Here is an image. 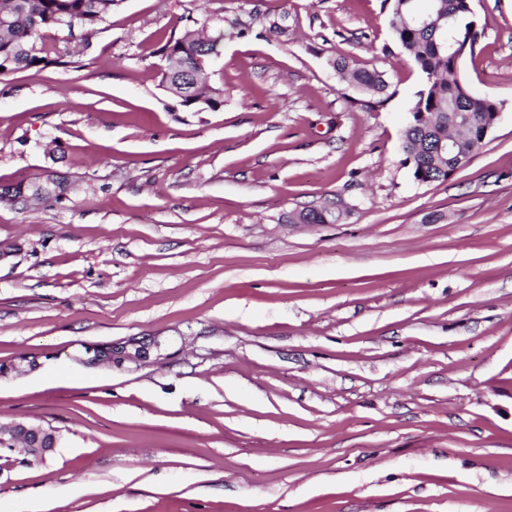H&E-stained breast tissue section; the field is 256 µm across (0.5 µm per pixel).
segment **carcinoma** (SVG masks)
I'll return each instance as SVG.
<instances>
[{
  "label": "carcinoma",
  "mask_w": 512,
  "mask_h": 512,
  "mask_svg": "<svg viewBox=\"0 0 512 512\" xmlns=\"http://www.w3.org/2000/svg\"><path fill=\"white\" fill-rule=\"evenodd\" d=\"M120 0H0V77L18 70L48 63L37 39L42 30L66 26L90 36L112 14ZM389 7V25L400 47L412 58L423 75L422 88L410 107L413 121L402 131L404 164L411 166L415 181L425 183L446 180L451 172L469 163L480 147L475 142L479 130L495 121L502 105L471 94L459 77L461 61L448 54L447 39L455 38L474 54L481 35L471 12L472 0H383ZM416 14L430 16V24L415 25ZM224 32L185 27L160 49L167 65L161 70V86L184 106L215 110L224 104V90L209 83L204 73L205 61L218 54ZM336 71L356 90L372 95L386 93L388 83L378 71L351 68L344 61L335 62ZM467 116L471 127L462 129L455 120ZM442 138L454 139L456 147L439 153L435 144ZM45 204L63 201L68 185L48 179L27 188L17 186L0 192V199L12 193ZM341 217L337 202L327 200L321 206L288 215L290 224H326Z\"/></svg>",
  "instance_id": "1"
}]
</instances>
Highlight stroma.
<instances>
[{
    "label": "stroma",
    "instance_id": "stroma-1",
    "mask_svg": "<svg viewBox=\"0 0 512 512\" xmlns=\"http://www.w3.org/2000/svg\"><path fill=\"white\" fill-rule=\"evenodd\" d=\"M473 8L461 78L502 113L429 183L382 0H120L89 40L43 30L49 65L0 78V188L73 190L0 202V423L61 443L0 451V512H512V0ZM195 23L225 31L216 110L160 85ZM336 71L356 90L370 93L372 95H383L386 93L388 83L378 71L358 68H349L346 61H336L334 63ZM26 191L29 192L30 197L38 203H58L66 198L68 185L62 180L48 178L43 183H35L28 186ZM338 201L326 200L321 206L303 210L298 213H289L288 221L292 224H326L335 222L341 217L337 207ZM60 435L51 427L33 425L24 421L0 424V450H19L40 459L52 455L58 448Z\"/></svg>",
    "mask_w": 512,
    "mask_h": 512
}]
</instances>
